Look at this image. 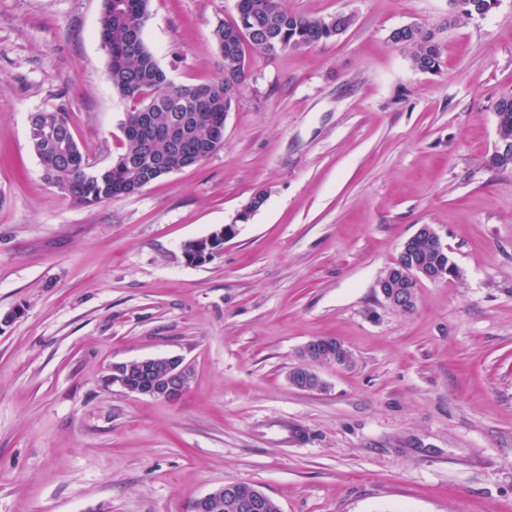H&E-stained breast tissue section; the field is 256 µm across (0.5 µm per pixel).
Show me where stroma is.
I'll return each mask as SVG.
<instances>
[{
	"label": "stroma",
	"instance_id": "35a3bbf8",
	"mask_svg": "<svg viewBox=\"0 0 512 512\" xmlns=\"http://www.w3.org/2000/svg\"><path fill=\"white\" fill-rule=\"evenodd\" d=\"M236 3L150 0L170 79L220 76L211 33ZM284 5L354 22L249 55L223 148L86 207L44 179L27 127L62 105L95 167L119 153L103 0H0V512H188L230 482L281 512H512V169L488 163L512 0L471 18L449 0ZM411 24L435 30L440 71L391 42ZM227 224L216 258L185 259ZM423 224L458 273L400 312L377 283ZM321 336L353 362L298 391ZM162 354L194 369L179 402L113 384V365ZM271 420L308 442L262 435Z\"/></svg>",
	"mask_w": 512,
	"mask_h": 512
}]
</instances>
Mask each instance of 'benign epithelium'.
<instances>
[{
    "instance_id": "7a95c632",
    "label": "benign epithelium",
    "mask_w": 512,
    "mask_h": 512,
    "mask_svg": "<svg viewBox=\"0 0 512 512\" xmlns=\"http://www.w3.org/2000/svg\"><path fill=\"white\" fill-rule=\"evenodd\" d=\"M125 129L136 135L175 143L180 139L181 125L174 122L167 126H156L150 122L149 117L141 115L134 122L126 121ZM235 233L236 225L226 224L208 236L196 239L190 261L202 263L209 260ZM417 237L432 240L441 248L448 249L438 232L431 225L423 224L414 236L403 243L400 254H412ZM454 276L455 269L451 265L446 268L418 264L407 267L391 266L379 279L378 288L385 303L401 311L415 302V288L419 282L446 281ZM344 352L345 346L341 343L332 345L307 342L301 349V359L307 363V372L301 374L297 372V368H291V385L304 392L324 391L326 383L314 370V366L335 363ZM192 378L191 365L180 356L156 355L112 367V382L123 389L169 403L182 399ZM225 502L230 503L237 512H264L267 495L255 490L245 494L235 484L225 483L199 497L192 506V512H216Z\"/></svg>"
}]
</instances>
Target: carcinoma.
<instances>
[{"label": "carcinoma", "instance_id": "1", "mask_svg": "<svg viewBox=\"0 0 512 512\" xmlns=\"http://www.w3.org/2000/svg\"><path fill=\"white\" fill-rule=\"evenodd\" d=\"M238 17L231 23L219 22L212 33L224 58V76L192 84L176 85L168 79L156 56L147 46L143 23L148 17L149 0H103L100 36L108 54L107 80L128 104L136 117L148 112L152 122L165 125L184 114L182 149L174 152L167 143L147 144L123 136L121 152L112 163L90 171L87 155L78 146L70 126L69 112L63 106L31 115L28 142L39 158L46 180L74 203L94 206L131 195L138 186L161 178L155 162L165 160L169 173L190 167L184 150L200 144L216 152L224 145V86L246 81V52L269 54L266 38L274 36L276 51L302 50L336 37L333 16L312 17L287 10L283 0H238ZM391 41L410 52L413 66L440 69L441 56L433 30H400ZM499 138L512 144V93L495 104ZM425 257L433 264L451 263L448 251L420 243Z\"/></svg>", "mask_w": 512, "mask_h": 512}]
</instances>
